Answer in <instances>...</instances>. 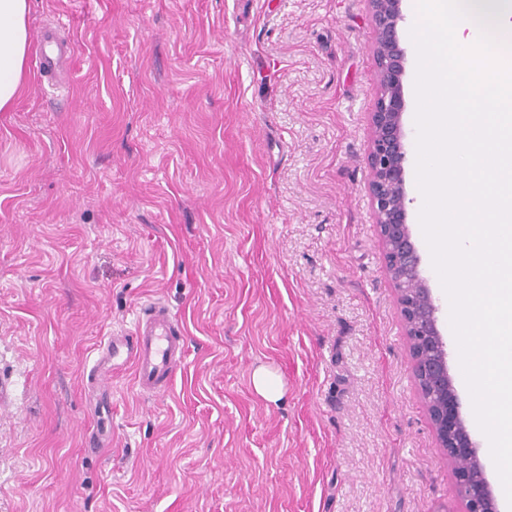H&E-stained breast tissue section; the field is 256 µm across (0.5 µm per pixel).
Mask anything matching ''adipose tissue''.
<instances>
[{"label":"adipose tissue","instance_id":"obj_1","mask_svg":"<svg viewBox=\"0 0 512 512\" xmlns=\"http://www.w3.org/2000/svg\"><path fill=\"white\" fill-rule=\"evenodd\" d=\"M29 0H0V112L9 111L26 76Z\"/></svg>","mask_w":512,"mask_h":512}]
</instances>
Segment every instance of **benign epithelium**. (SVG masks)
Instances as JSON below:
<instances>
[{
  "mask_svg": "<svg viewBox=\"0 0 512 512\" xmlns=\"http://www.w3.org/2000/svg\"><path fill=\"white\" fill-rule=\"evenodd\" d=\"M406 0H368L376 29L374 54L378 62L376 102L370 113L371 140L368 191L383 245L388 273L410 338L419 388H427L430 419L440 447L455 463L466 512H499L484 474L478 448L467 428L457 390L448 369V348L439 328V305L421 271L406 190V151L403 115L406 111L407 55L400 29Z\"/></svg>",
  "mask_w": 512,
  "mask_h": 512,
  "instance_id": "obj_1",
  "label": "benign epithelium"
}]
</instances>
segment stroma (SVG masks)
<instances>
[{"instance_id": "1", "label": "stroma", "mask_w": 512, "mask_h": 512, "mask_svg": "<svg viewBox=\"0 0 512 512\" xmlns=\"http://www.w3.org/2000/svg\"><path fill=\"white\" fill-rule=\"evenodd\" d=\"M50 20L69 64L42 89L30 47L0 112V512H466L368 192L367 0H30ZM413 24L409 220L470 420L417 223ZM151 299L186 330L169 390L90 384ZM252 385L255 392L268 401H276L282 395L281 377L266 367L253 371Z\"/></svg>"}]
</instances>
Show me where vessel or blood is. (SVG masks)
Instances as JSON below:
<instances>
[{
  "label": "vessel or blood",
  "instance_id": "1",
  "mask_svg": "<svg viewBox=\"0 0 512 512\" xmlns=\"http://www.w3.org/2000/svg\"><path fill=\"white\" fill-rule=\"evenodd\" d=\"M35 40L39 46L40 81L53 83L60 65L70 57V44L54 23L39 28ZM186 352L182 323L165 304L155 300L141 307L132 332L119 331L110 336L88 378L98 380L106 364L122 358L131 363L138 390L147 396H158L169 388Z\"/></svg>",
  "mask_w": 512,
  "mask_h": 512
}]
</instances>
